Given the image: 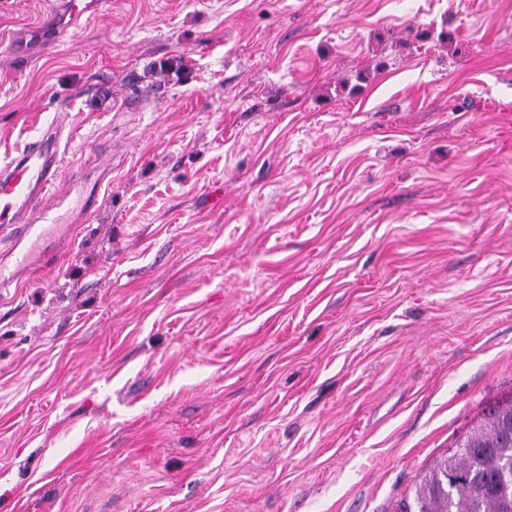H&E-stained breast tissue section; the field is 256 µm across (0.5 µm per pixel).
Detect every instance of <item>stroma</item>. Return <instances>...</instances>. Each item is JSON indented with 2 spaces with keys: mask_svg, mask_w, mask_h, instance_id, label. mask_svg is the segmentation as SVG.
<instances>
[{
  "mask_svg": "<svg viewBox=\"0 0 512 512\" xmlns=\"http://www.w3.org/2000/svg\"><path fill=\"white\" fill-rule=\"evenodd\" d=\"M0 7V512H394L512 397V0ZM186 73L153 82L151 61ZM70 131L53 125L27 143L17 157L0 167V240L17 248L24 240L37 243L58 220L61 159L58 143Z\"/></svg>",
  "mask_w": 512,
  "mask_h": 512,
  "instance_id": "stroma-1",
  "label": "stroma"
}]
</instances>
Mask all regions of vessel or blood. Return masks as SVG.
<instances>
[{"label":"vessel or blood","mask_w":512,"mask_h":512,"mask_svg":"<svg viewBox=\"0 0 512 512\" xmlns=\"http://www.w3.org/2000/svg\"><path fill=\"white\" fill-rule=\"evenodd\" d=\"M67 128L53 125L27 143L17 157L0 166V240L13 245L42 240L56 215L60 199L61 159L58 143Z\"/></svg>","instance_id":"obj_1"}]
</instances>
